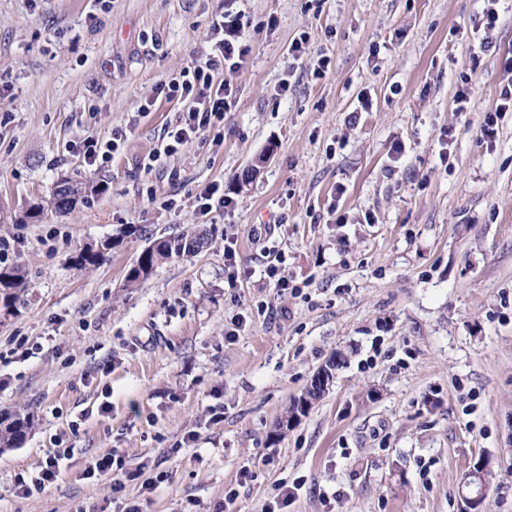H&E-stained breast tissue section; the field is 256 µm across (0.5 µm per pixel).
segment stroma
I'll list each match as a JSON object with an SVG mask.
<instances>
[{"instance_id": "1", "label": "stroma", "mask_w": 512, "mask_h": 512, "mask_svg": "<svg viewBox=\"0 0 512 512\" xmlns=\"http://www.w3.org/2000/svg\"><path fill=\"white\" fill-rule=\"evenodd\" d=\"M223 5L0 0V238L27 284L0 303V414L33 418L0 449V512H224L232 489L234 512L287 489V512H463L480 461L484 512H512V0L491 30L483 0H237L251 51L223 122L145 170L183 110L155 89L205 57ZM304 35L324 78L288 57ZM117 129L105 168L76 151ZM62 178L97 190L57 212ZM211 184L235 205L204 217ZM193 225L207 248L128 286L151 241ZM52 448L56 483L18 493ZM114 448L140 473L120 496L85 475Z\"/></svg>"}]
</instances>
